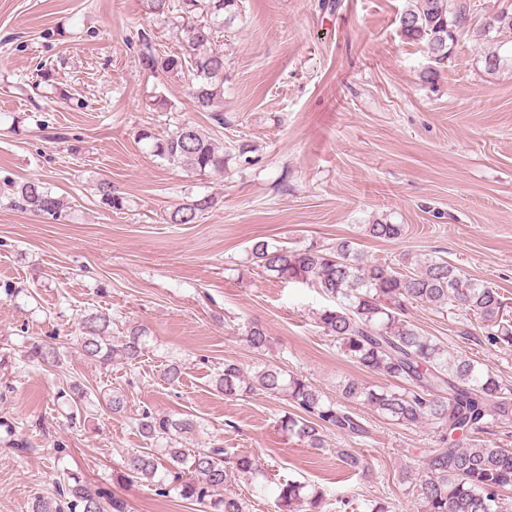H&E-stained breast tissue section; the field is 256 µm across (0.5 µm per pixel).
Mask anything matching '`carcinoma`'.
<instances>
[{
  "label": "carcinoma",
  "mask_w": 512,
  "mask_h": 512,
  "mask_svg": "<svg viewBox=\"0 0 512 512\" xmlns=\"http://www.w3.org/2000/svg\"><path fill=\"white\" fill-rule=\"evenodd\" d=\"M240 0H150L151 12L173 11L197 14L198 23L186 29L188 57L161 56L146 32L138 34L140 63L156 73L188 71L191 96L200 112L210 113L215 125L224 126V113L214 110L224 95V53L209 49L217 29L238 13ZM471 6L451 0H414L398 18L401 37L425 44L430 59L443 65L458 45V34L469 28ZM489 47L482 60L493 74L512 61V13L504 9L487 17L482 26ZM140 138L153 140V153L169 165L189 171L224 169V153L197 127L183 124L157 138L147 130ZM102 199L115 210L124 207V197L112 182L98 184ZM214 197L204 195L177 206L170 213L173 224H193L199 214L212 208ZM14 205L37 215L59 216L61 197L39 181H27L14 191ZM365 231L379 239H397L401 224H369ZM251 259L267 275L308 284L332 304L315 317L325 335L332 337L345 357L367 372L382 373L394 386L375 389L355 381L346 383L342 394L378 414L406 426L427 424L440 434L437 448L424 458L427 475L417 485L420 512H507L503 491L512 487V449L497 448L476 439L486 420L512 421V386L489 367L455 355L438 339L424 334L406 317L407 305L427 303L456 309L479 320L487 342L512 347V319L508 298L497 289L468 278L442 258H426L406 272L361 256L345 241L326 249L296 250L270 246L259 240L251 247ZM107 319L90 315L81 320L80 348L83 355L102 365L114 361L132 363L142 354L145 330H130L120 343L105 342ZM243 339L255 350L270 342L257 324L246 327ZM216 388L226 397L261 392L282 395L295 412L280 421L281 429L297 435L309 448L325 447L324 430L363 436L367 430L359 416L323 398L297 375L267 365L250 378L232 362L224 363ZM138 431L146 439L165 440L156 452L129 455L118 482H146L164 496L177 491L179 497L206 506L211 512H247L244 499L224 493L227 473L261 476L253 458L230 453L223 447L194 448L186 436L196 430L190 418L173 419L163 413L145 411ZM324 492L298 481L276 483V512H321ZM32 512H127L124 500L79 480L68 487V501L35 499Z\"/></svg>",
  "instance_id": "1"
}]
</instances>
